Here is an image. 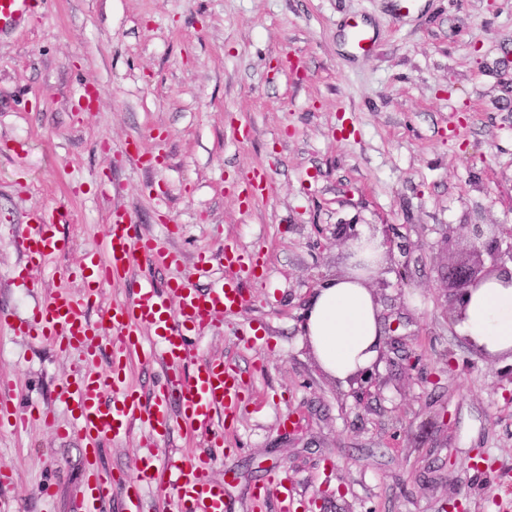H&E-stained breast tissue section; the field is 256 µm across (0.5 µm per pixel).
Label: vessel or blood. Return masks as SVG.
<instances>
[{
    "label": "vessel or blood",
    "instance_id": "b4317fda",
    "mask_svg": "<svg viewBox=\"0 0 512 512\" xmlns=\"http://www.w3.org/2000/svg\"><path fill=\"white\" fill-rule=\"evenodd\" d=\"M34 7V0H0V35L25 21ZM344 28L355 54L367 56L376 50L378 37L365 18L349 17ZM63 221V214L55 210L35 213L17 239L24 260L18 277L25 287L41 288L38 271L68 250L70 242L58 230ZM106 224L99 248L86 253L73 271L84 293H54L35 302L24 317L0 310V325L13 335L52 344L65 354L79 353L88 362L96 361L102 351L110 353L109 370L80 372L59 383L57 398L73 418L61 437L76 435L94 452L106 440H121L138 424L155 433L175 424L205 433L218 411L224 414L225 428H232L245 400V382L222 359L194 357L188 337L243 307L246 298L239 276L253 272L251 255L237 244H225L224 276L217 287L200 289L177 279L160 288L147 281L130 299L110 304L94 318L89 296L99 288L125 280L144 260L164 267L181 262L179 253L141 235L126 210H111ZM142 356L160 358L165 365L147 402L127 378L131 361ZM187 365L192 371L186 375L182 369ZM213 459L210 453L164 464L148 459L133 478L93 473L81 512H98L116 495L122 512H144L148 487L171 488L179 512H224V489L210 477Z\"/></svg>",
    "mask_w": 512,
    "mask_h": 512
}]
</instances>
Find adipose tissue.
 I'll return each instance as SVG.
<instances>
[{
	"label": "adipose tissue",
	"mask_w": 512,
	"mask_h": 512,
	"mask_svg": "<svg viewBox=\"0 0 512 512\" xmlns=\"http://www.w3.org/2000/svg\"><path fill=\"white\" fill-rule=\"evenodd\" d=\"M458 327L488 355L512 353V283L494 276L473 289ZM301 329L322 372L339 382L371 367L382 347L378 306L368 282L346 276L327 279L316 289Z\"/></svg>",
	"instance_id": "obj_1"
}]
</instances>
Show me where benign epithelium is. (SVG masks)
<instances>
[{"instance_id":"7a95c632","label":"benign epithelium","mask_w":512,"mask_h":512,"mask_svg":"<svg viewBox=\"0 0 512 512\" xmlns=\"http://www.w3.org/2000/svg\"><path fill=\"white\" fill-rule=\"evenodd\" d=\"M459 229L472 241L467 258L457 262L448 273L450 289L454 291L456 309H461L470 290L493 276H510L512 269V226L504 224H463ZM509 242H504V239ZM490 264H485V259Z\"/></svg>"}]
</instances>
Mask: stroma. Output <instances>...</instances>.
<instances>
[{"mask_svg": "<svg viewBox=\"0 0 512 512\" xmlns=\"http://www.w3.org/2000/svg\"><path fill=\"white\" fill-rule=\"evenodd\" d=\"M353 14L378 35L372 55L350 53ZM134 138L166 165H136ZM262 170L265 195L242 203ZM57 207L70 247L33 293L12 281L16 239ZM113 207L185 261L142 262L100 288L104 306L147 279H193L194 254L228 240L261 256L248 304L192 340L247 387L212 465L226 512H281L277 495L250 496L275 473L293 512H512V361L459 333L445 279L471 249L459 225H512V0H419L400 19L393 0H46L0 36V308L79 292L67 270ZM342 224L386 240L382 334L417 357L411 368L382 346L369 384L326 377L301 338L316 288L349 267ZM80 364L0 328V388L56 420L0 429L6 512H77L83 446L55 428L72 422L57 385ZM205 449L139 425L99 464L131 477L144 458Z\"/></svg>", "mask_w": 512, "mask_h": 512, "instance_id": "35a3bbf8", "label": "stroma"}]
</instances>
